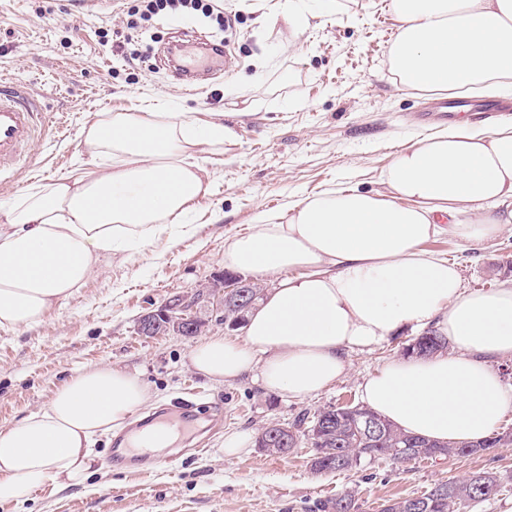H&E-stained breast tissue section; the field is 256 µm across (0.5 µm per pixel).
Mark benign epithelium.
<instances>
[{"label":"benign epithelium","instance_id":"7a95c632","mask_svg":"<svg viewBox=\"0 0 512 512\" xmlns=\"http://www.w3.org/2000/svg\"><path fill=\"white\" fill-rule=\"evenodd\" d=\"M257 290L252 280L238 274H220L200 286L192 294H178L167 299L157 310L142 316L138 328L145 334L156 336L173 333L181 336L197 334L202 329L203 319L198 315L197 304L207 300L216 304V310L235 308L238 314L234 319L224 321V329L236 331L243 324L244 313L253 305ZM267 433V441L272 446L282 448L288 454L294 446V430L285 423L271 422L261 428Z\"/></svg>","mask_w":512,"mask_h":512}]
</instances>
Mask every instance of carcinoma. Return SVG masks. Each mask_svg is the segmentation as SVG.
<instances>
[{"label": "carcinoma", "instance_id": "1", "mask_svg": "<svg viewBox=\"0 0 512 512\" xmlns=\"http://www.w3.org/2000/svg\"><path fill=\"white\" fill-rule=\"evenodd\" d=\"M444 347L441 339L427 332L405 348V352L429 355ZM370 415L364 406H328L308 416L295 419L291 426L296 437H312L311 467L314 471L351 472L358 471L365 462L388 457L405 463L418 459H432L447 456L478 455L491 444L478 445L441 444L407 434L391 423H386L385 432L373 438L361 431V420ZM512 485V471L475 472L443 483L445 490L436 498H430L431 490L418 496L389 500L382 505L381 512H413L416 504L426 502V512H463L475 503L496 498L503 489ZM316 512H357L355 493L344 491L332 497L317 501Z\"/></svg>", "mask_w": 512, "mask_h": 512}]
</instances>
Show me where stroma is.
<instances>
[{"label":"stroma","instance_id":"stroma-1","mask_svg":"<svg viewBox=\"0 0 512 512\" xmlns=\"http://www.w3.org/2000/svg\"><path fill=\"white\" fill-rule=\"evenodd\" d=\"M133 0H0V86L24 88L51 117L29 164L0 180V207L28 185L100 171L81 136L101 112H220L231 134L197 156L208 187L194 203L191 235L134 244L28 330H0V428L44 408L69 377L97 366L139 376L150 390L143 413L173 398L207 396L218 412L170 467L136 471L112 465L113 433L92 438L99 471L83 485H50L0 512H309L320 499L353 490L359 512L415 496L448 479L512 470V443L480 455L398 464L381 458L361 471L317 473L311 445L278 457L257 446L224 452L227 434L257 436L272 421L293 422L330 405L360 403V385L403 355L416 333L403 331L370 355L351 357L348 374L320 394L289 401L262 392L250 377L214 383L190 364L194 339L142 336L139 318L177 292L222 274L224 246L263 215L327 189L385 192L380 174L396 152L423 138L418 121L430 92L395 82L388 51L398 20L392 0H224L231 21L219 29L197 14L159 18L138 42L158 52L171 32L223 41L226 64L185 90L172 71H142L113 45ZM311 14L308 27L293 13ZM457 265L465 290L512 282V232L469 245L440 234L424 245Z\"/></svg>","mask_w":512,"mask_h":512}]
</instances>
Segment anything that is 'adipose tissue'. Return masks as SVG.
Returning <instances> with one entry per match:
<instances>
[{"label":"adipose tissue","instance_id":"obj_1","mask_svg":"<svg viewBox=\"0 0 512 512\" xmlns=\"http://www.w3.org/2000/svg\"><path fill=\"white\" fill-rule=\"evenodd\" d=\"M390 69L403 88L492 93L512 84V0H393ZM220 112H102L83 142L107 166L27 188L0 209V329H29L81 288L102 259L181 223L207 188L193 156L223 144ZM388 192L328 189L235 235L226 267L282 273L240 339L190 352L214 381L251 376L263 391L304 399L346 376L351 354L394 333L435 326L455 354L393 358L364 378L365 406L404 432L476 444L512 412L493 360H512V285L465 291L458 270L423 245L440 233L480 243L512 230V125H458L399 151ZM148 398L109 366L70 377L47 406L0 429V503L90 475L92 437Z\"/></svg>","mask_w":512,"mask_h":512}]
</instances>
